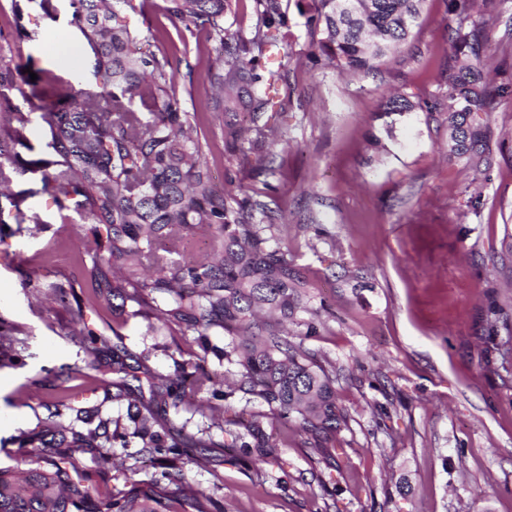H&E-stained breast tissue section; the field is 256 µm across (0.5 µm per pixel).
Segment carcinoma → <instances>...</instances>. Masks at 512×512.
Wrapping results in <instances>:
<instances>
[{
	"label": "carcinoma",
	"mask_w": 512,
	"mask_h": 512,
	"mask_svg": "<svg viewBox=\"0 0 512 512\" xmlns=\"http://www.w3.org/2000/svg\"><path fill=\"white\" fill-rule=\"evenodd\" d=\"M86 5L73 15L95 56L96 72L103 75L97 90L68 83L55 89V101L43 119L51 131L49 147L60 157L45 161L42 183L50 204L71 211L87 224H101L95 246L81 256L86 282L98 304L112 302V315L129 320L142 317L157 298L169 294L163 324L191 334L202 351L197 360H176L172 373L149 384L150 400L160 406L177 404L201 392L224 401L228 393L208 386V353H219L239 369L238 390L260 398L272 415L296 420L317 447L347 422L339 404L334 379L300 346L279 332L256 322V311L266 308L291 319L303 307L308 282L295 268L288 252L273 249L252 223L258 201L234 195L219 196L211 183L196 125L171 92L173 75L166 57L140 55L139 40L114 9L112 0H80ZM171 20L185 28H201L224 44L235 40L227 56L214 62L215 96L231 109L248 95L251 124L227 125L231 151L266 142L275 129L265 118L279 69L268 65L276 43L258 29L244 38L224 29L230 0H165ZM425 0H318L314 25L321 29L316 59L341 72L369 73L388 54L406 45L418 25ZM256 12L267 27L285 24L278 0H255ZM458 17L451 41L461 53L478 56L483 18L475 0H450ZM26 83L19 66L0 59V101L10 100ZM448 156L472 169L488 168L490 100L479 73L462 68L448 81ZM428 111L436 104L414 103L402 94L384 105L381 117L390 118L415 109ZM26 117L12 110L0 118V226L9 223L11 209L19 208L20 195L9 186L16 173L14 146L23 144ZM211 230L212 248L204 262L185 256L181 247L197 227ZM55 302L69 312L67 335L88 357L87 366L112 349L116 397L141 379L130 374L126 354L94 332L86 311L72 304V283L54 285ZM17 328L0 322V362L17 361L26 341ZM225 332L235 338L230 349L210 346L209 336ZM65 393L46 405L49 415H75ZM111 421L82 433L73 432L66 451L34 446L21 458L23 477L15 469L0 467V512H223L210 496L194 490L176 461L188 448H209L212 439L203 430L165 424L157 430H134L142 440L138 453L150 456L160 472L147 481L131 480L129 488L110 498L98 497L89 484L76 452L100 449L98 464L115 466L111 447L128 446L126 434L110 429ZM236 447L246 456L265 458L276 444L260 420H236Z\"/></svg>",
	"instance_id": "carcinoma-1"
}]
</instances>
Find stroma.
Listing matches in <instances>:
<instances>
[{
    "mask_svg": "<svg viewBox=\"0 0 512 512\" xmlns=\"http://www.w3.org/2000/svg\"><path fill=\"white\" fill-rule=\"evenodd\" d=\"M278 2L281 77L270 92L278 132L243 156L228 153V117L213 102L216 41L172 22L164 0H131L122 12L145 49L169 58L215 187L263 202L255 223L307 279L305 307L285 329L332 373L348 421L312 448L296 423L236 391L212 356L205 367L214 385L231 391V413L261 418L273 457L243 456L224 432L227 413L198 396L155 410L154 421L209 429L214 447L181 466L224 512H512V250L504 245L512 234V96L496 93L512 83V0H476L488 24L479 56L469 58L448 39L456 23L449 0H426L410 44L356 76L315 62L317 0ZM53 3L49 16L41 0H0V55L37 75L10 96L27 119L12 188L21 210H38L44 222L0 234V320L27 338L21 359L0 366V467L19 463L23 438L82 430L73 418L49 419L45 405L59 388H71L88 418L124 427L148 402L136 393L116 398L110 357L87 369L65 334L67 311L51 299L58 280L70 279L97 333L144 356L145 371L161 376L199 353L193 336L159 320L170 297L129 321L88 303L76 255L89 227L50 205L40 165L53 157L46 97L66 82L95 85L94 56L71 22L73 0ZM465 63L493 94L486 173L448 158L443 99L449 74ZM392 92L440 105L403 113L388 132L377 115ZM493 301L503 316L491 326ZM138 448L135 438L116 448L124 466L112 470L98 466L97 449L79 452L99 497L126 490L129 465L136 479L151 478Z\"/></svg>",
    "mask_w": 512,
    "mask_h": 512,
    "instance_id": "1",
    "label": "stroma"
}]
</instances>
